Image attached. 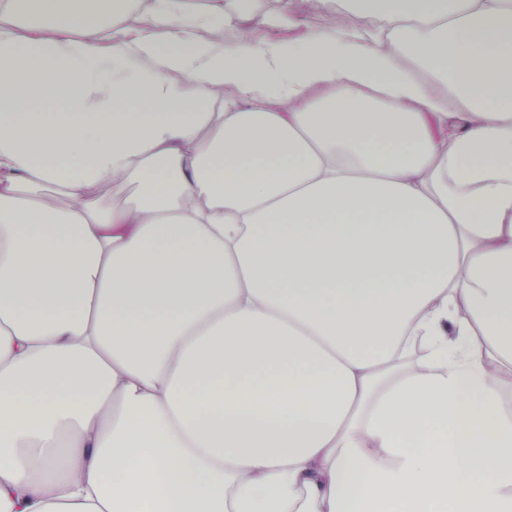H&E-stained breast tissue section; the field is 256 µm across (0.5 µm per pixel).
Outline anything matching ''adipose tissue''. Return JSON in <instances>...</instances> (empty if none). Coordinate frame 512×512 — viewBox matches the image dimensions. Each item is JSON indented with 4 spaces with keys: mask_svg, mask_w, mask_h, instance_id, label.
<instances>
[{
    "mask_svg": "<svg viewBox=\"0 0 512 512\" xmlns=\"http://www.w3.org/2000/svg\"><path fill=\"white\" fill-rule=\"evenodd\" d=\"M507 374L512 0H0V512H512ZM334 24L336 25V20L333 21L328 15L314 12L308 14L303 24L297 28L269 30L262 32L261 35L268 40H288V38L301 37L307 32L326 30Z\"/></svg>",
    "mask_w": 512,
    "mask_h": 512,
    "instance_id": "adipose-tissue-1",
    "label": "adipose tissue"
}]
</instances>
